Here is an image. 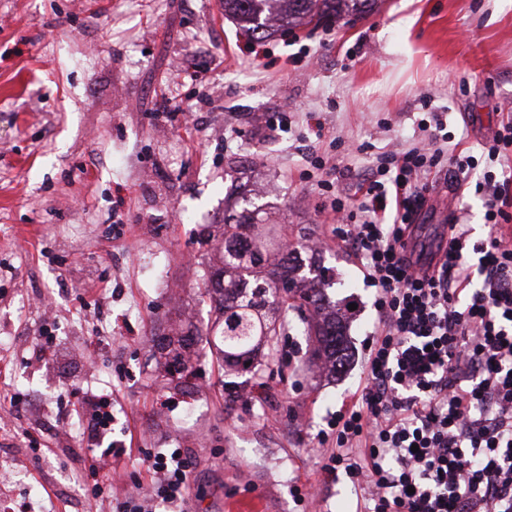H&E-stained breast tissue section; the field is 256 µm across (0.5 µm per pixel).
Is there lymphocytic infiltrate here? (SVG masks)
<instances>
[{"mask_svg": "<svg viewBox=\"0 0 512 512\" xmlns=\"http://www.w3.org/2000/svg\"><path fill=\"white\" fill-rule=\"evenodd\" d=\"M422 145L384 151L349 192L317 180L336 217L337 243L355 254L375 289L377 321L364 376L329 428L322 466L346 476L355 512H512V118L481 156L450 149L438 117L419 122ZM481 170L488 235L470 249L468 225L449 227L436 263L410 267L406 238L431 188L447 174L464 191ZM147 494L116 501L113 512H185L191 486L182 449L143 456Z\"/></svg>", "mask_w": 512, "mask_h": 512, "instance_id": "lymphocytic-infiltrate-1", "label": "lymphocytic infiltrate"}]
</instances>
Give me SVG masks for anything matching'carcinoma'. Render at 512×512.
Returning a JSON list of instances; mask_svg holds the SVG:
<instances>
[{
    "label": "carcinoma",
    "mask_w": 512,
    "mask_h": 512,
    "mask_svg": "<svg viewBox=\"0 0 512 512\" xmlns=\"http://www.w3.org/2000/svg\"><path fill=\"white\" fill-rule=\"evenodd\" d=\"M358 0H224V12L235 17L244 34L264 37L269 30L302 23L321 24L349 9ZM284 252L283 238L274 224L251 213L224 219V276L208 282L224 292V360L236 366L252 361L254 351L266 344L276 348L279 335L266 310L297 297L295 282L278 271L274 257ZM297 308L320 310L324 295L320 283L302 289ZM324 351H344L342 330L336 321L316 329Z\"/></svg>",
    "instance_id": "carcinoma-1"
}]
</instances>
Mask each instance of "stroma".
<instances>
[{
	"label": "stroma",
	"mask_w": 512,
	"mask_h": 512,
	"mask_svg": "<svg viewBox=\"0 0 512 512\" xmlns=\"http://www.w3.org/2000/svg\"><path fill=\"white\" fill-rule=\"evenodd\" d=\"M426 109L480 155L512 114V0H379L260 42L224 0H0V465H19L14 505L94 512L77 475L118 473L122 499L150 485L143 450L182 448L187 512L257 496L264 512H353L315 437L362 377L375 290L330 242L309 174L339 137L358 172L416 145ZM277 112L287 128L268 125ZM228 207L327 239L288 265L329 268L344 368L323 369L314 337L292 330L251 369L225 365L203 276ZM483 214L474 188L441 177L419 221H461L478 245ZM87 392L112 397L108 439L125 454L57 422ZM307 483L319 497L297 499Z\"/></svg>",
	"instance_id": "stroma-1"
}]
</instances>
